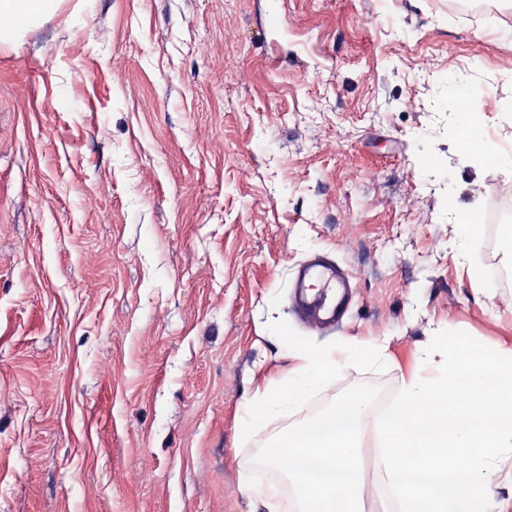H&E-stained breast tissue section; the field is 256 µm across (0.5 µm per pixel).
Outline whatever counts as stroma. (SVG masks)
Returning a JSON list of instances; mask_svg holds the SVG:
<instances>
[{
  "label": "stroma",
  "instance_id": "1",
  "mask_svg": "<svg viewBox=\"0 0 512 512\" xmlns=\"http://www.w3.org/2000/svg\"><path fill=\"white\" fill-rule=\"evenodd\" d=\"M62 0L0 43V512H254L257 450L429 336L512 346V254L458 227L512 185V0ZM353 277L332 331L296 269ZM389 337L302 407L297 347Z\"/></svg>",
  "mask_w": 512,
  "mask_h": 512
}]
</instances>
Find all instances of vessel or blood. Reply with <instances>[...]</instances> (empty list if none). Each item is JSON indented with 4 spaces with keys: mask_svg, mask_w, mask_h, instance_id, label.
<instances>
[{
    "mask_svg": "<svg viewBox=\"0 0 512 512\" xmlns=\"http://www.w3.org/2000/svg\"><path fill=\"white\" fill-rule=\"evenodd\" d=\"M292 288L297 308L314 327L331 329L343 319L351 283L336 265L319 259L302 266Z\"/></svg>",
    "mask_w": 512,
    "mask_h": 512,
    "instance_id": "obj_1",
    "label": "vessel or blood"
}]
</instances>
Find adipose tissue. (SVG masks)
<instances>
[{
	"label": "adipose tissue",
	"instance_id": "obj_1",
	"mask_svg": "<svg viewBox=\"0 0 512 512\" xmlns=\"http://www.w3.org/2000/svg\"><path fill=\"white\" fill-rule=\"evenodd\" d=\"M58 5L59 0H0V43L9 42L21 24L41 23L55 12ZM386 349V341L380 340L362 345L344 343L299 350L298 367L281 385L288 394L284 408L299 407L309 388L333 374L341 362L352 358L375 361L384 356Z\"/></svg>",
	"mask_w": 512,
	"mask_h": 512
}]
</instances>
